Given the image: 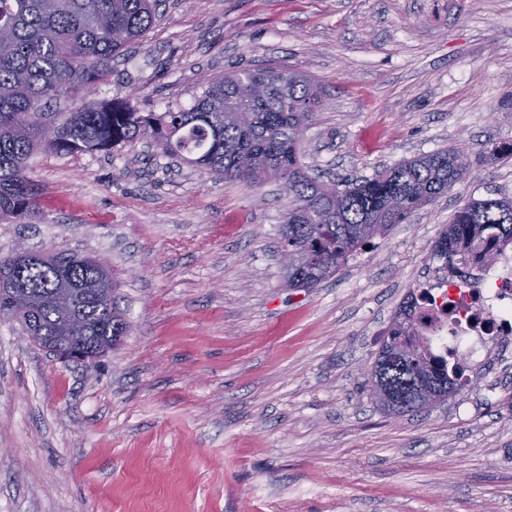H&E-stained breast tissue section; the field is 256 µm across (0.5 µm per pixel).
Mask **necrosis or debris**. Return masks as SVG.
<instances>
[{
	"instance_id": "1",
	"label": "necrosis or debris",
	"mask_w": 512,
	"mask_h": 512,
	"mask_svg": "<svg viewBox=\"0 0 512 512\" xmlns=\"http://www.w3.org/2000/svg\"><path fill=\"white\" fill-rule=\"evenodd\" d=\"M420 294V333L433 356L459 363L462 386L492 355L512 351V245L491 265L471 260L459 280L436 279Z\"/></svg>"
}]
</instances>
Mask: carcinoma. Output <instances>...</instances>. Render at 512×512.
Here are the masks:
<instances>
[{"instance_id": "obj_1", "label": "carcinoma", "mask_w": 512, "mask_h": 512, "mask_svg": "<svg viewBox=\"0 0 512 512\" xmlns=\"http://www.w3.org/2000/svg\"><path fill=\"white\" fill-rule=\"evenodd\" d=\"M157 6L158 0H0L1 221L29 223L41 215V191L29 176L36 153H110L149 138L166 156L249 189L269 179L286 186L292 205L281 224L280 254L297 256L286 265L288 287L315 288L464 177L459 147L361 180L327 184L308 174L296 131L313 121L323 88L288 69L226 72L209 81L190 107L171 105L164 112L91 98L93 86L112 75V61L155 25ZM254 83L263 85V96L250 102L251 111H233ZM500 243H512L509 197L464 204L433 252L456 270L478 250L491 257ZM61 286L75 293L85 354L116 347L128 324L109 267L67 252L36 251L19 264L0 255V308L38 346L61 343ZM419 308L417 297L407 294L376 360L404 405L412 404L418 380L430 381L439 395L457 369L434 360L424 343L412 358L399 354L400 337L415 328L411 315Z\"/></svg>"}]
</instances>
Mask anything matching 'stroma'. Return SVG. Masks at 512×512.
I'll return each instance as SVG.
<instances>
[{
    "label": "stroma",
    "instance_id": "stroma-1",
    "mask_svg": "<svg viewBox=\"0 0 512 512\" xmlns=\"http://www.w3.org/2000/svg\"><path fill=\"white\" fill-rule=\"evenodd\" d=\"M93 98L190 106L235 69L323 86L301 142L322 180L463 147L471 172L335 277L290 289V200L149 140L38 154L17 243L107 261L129 331L64 364L0 321V512H512V357L447 401L391 416L370 393L399 305L471 199L512 196V0H163Z\"/></svg>",
    "mask_w": 512,
    "mask_h": 512
}]
</instances>
